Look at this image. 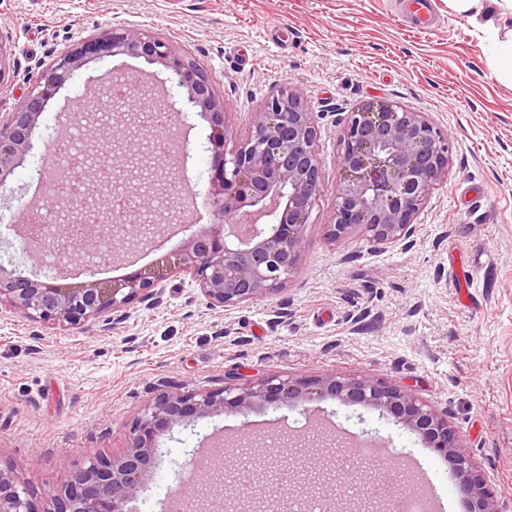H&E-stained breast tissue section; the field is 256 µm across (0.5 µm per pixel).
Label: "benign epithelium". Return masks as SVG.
Segmentation results:
<instances>
[{
	"label": "benign epithelium",
	"instance_id": "1",
	"mask_svg": "<svg viewBox=\"0 0 512 512\" xmlns=\"http://www.w3.org/2000/svg\"><path fill=\"white\" fill-rule=\"evenodd\" d=\"M116 55L141 57L171 73L169 81L187 102L210 122L213 156L210 189L215 227L190 236L178 249L177 268L190 274L212 306L233 307L265 297L288 281L307 245L306 226L322 186L317 149L318 130L303 94L286 86L251 113L245 141L227 148L224 103L216 98L209 76L177 52L166 40L135 26H121L84 40L61 55L28 93L23 106L0 118V187L33 150V135L48 100L75 81L89 59ZM129 97H148L144 112L132 113L116 104L107 113L73 112L68 124L82 128L87 165L66 151L67 138L55 140L54 163L68 181L76 171L85 191L54 200L56 229L49 240H74L71 217L97 205L112 218L113 234L100 227L77 239L78 250L95 253L132 252L162 229L148 227L143 215L156 216L161 197L179 204L175 178L182 157L162 156L146 148L159 139L155 114L165 116L170 139L186 113L176 107L171 90L159 97L135 76L112 80ZM344 152L338 163L336 208L329 236L345 239L364 232L378 244L409 240L414 220L434 186L448 177V139L422 112L387 101H370L347 113L343 123ZM30 257L40 261L46 240L35 235L30 213L21 220ZM66 266L43 278H29L0 263V307L43 322L87 326L106 314L126 308L151 293L162 275L132 272L122 283L87 280L74 287L57 284ZM332 396L346 405L359 404L392 417L451 461L459 476L470 512H501L487 481L462 453L456 430L437 409L411 392L371 376L283 378L271 374L254 382L230 384L221 390L163 392L143 410L130 429L127 449L118 456H98L83 469L69 471L51 499L52 507L37 508L27 488L13 472L0 469V512H125V503L148 466L161 453L160 438L176 424L224 415L231 409L247 414L258 402L277 410L302 401ZM343 485L341 470L330 468L317 494L329 512H345L347 499L336 492ZM288 491L275 488L262 499L266 512H285Z\"/></svg>",
	"mask_w": 512,
	"mask_h": 512
}]
</instances>
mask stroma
Here are the masks:
<instances>
[{"mask_svg": "<svg viewBox=\"0 0 512 512\" xmlns=\"http://www.w3.org/2000/svg\"><path fill=\"white\" fill-rule=\"evenodd\" d=\"M436 27L412 28L401 0H0V38L9 69L0 84V116L18 111L40 74L78 42L136 25L169 40L208 73L226 104L236 140L249 115L285 86L300 90L318 129L322 188L306 227L296 270L275 294L214 307L190 274L158 282L157 299L110 314L109 328L77 329L0 309V467L41 508L66 471L121 452L130 427L159 393L216 390L269 374L371 376L407 390L448 417L468 454L512 512V81L493 66L488 36L448 0H432ZM169 74L144 59H91L48 102L34 150L0 188V258L30 272L12 232L35 198L28 182L38 149L73 99L103 95L96 80ZM425 113L447 137L448 179L431 190L410 244L380 245L363 234L332 241L344 150L343 120L370 100ZM186 182L209 190L211 145L206 119L190 114ZM200 214L172 238L141 250L135 265L112 262L87 272L74 263L68 285L156 271L198 229ZM332 420L368 434L362 453L401 464L402 475L427 470L442 486L453 467L405 427L377 410L327 397L278 411H229L163 438L164 456L136 493L140 512H161L187 452L217 427L253 423L258 436Z\"/></svg>", "mask_w": 512, "mask_h": 512, "instance_id": "35a3bbf8", "label": "stroma"}]
</instances>
